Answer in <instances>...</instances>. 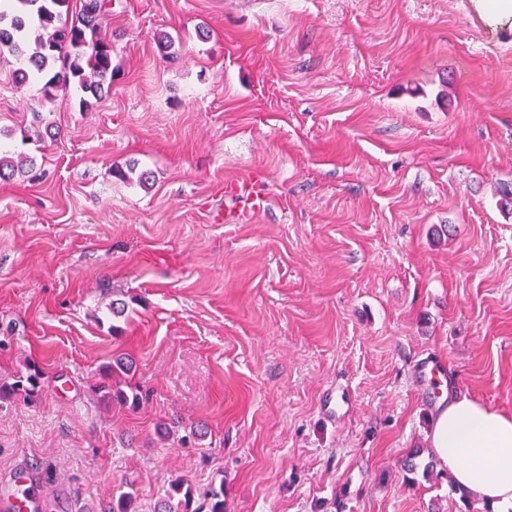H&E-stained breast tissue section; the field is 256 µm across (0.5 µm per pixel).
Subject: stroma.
I'll return each instance as SVG.
<instances>
[{"instance_id":"obj_1","label":"stroma","mask_w":512,"mask_h":512,"mask_svg":"<svg viewBox=\"0 0 512 512\" xmlns=\"http://www.w3.org/2000/svg\"><path fill=\"white\" fill-rule=\"evenodd\" d=\"M105 30L88 108L0 60V152L39 174L0 180V386L42 372L0 402V476L27 463L73 512L125 481L155 512L176 478L224 512H459L444 400L411 375L439 360L512 415V25L472 0H112ZM35 111L57 137H27ZM248 177L269 206L225 223ZM120 353L134 409L99 391Z\"/></svg>"}]
</instances>
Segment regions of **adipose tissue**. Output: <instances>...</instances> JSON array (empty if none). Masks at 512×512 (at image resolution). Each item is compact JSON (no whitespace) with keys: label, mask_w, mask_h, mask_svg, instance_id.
Here are the masks:
<instances>
[{"label":"adipose tissue","mask_w":512,"mask_h":512,"mask_svg":"<svg viewBox=\"0 0 512 512\" xmlns=\"http://www.w3.org/2000/svg\"><path fill=\"white\" fill-rule=\"evenodd\" d=\"M431 445L457 485L512 508V416L466 398L449 400L435 418Z\"/></svg>","instance_id":"1"}]
</instances>
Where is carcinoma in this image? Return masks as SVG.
I'll list each match as a JSON object with an SVG mask.
<instances>
[{"label": "carcinoma", "instance_id": "cac0c4a2", "mask_svg": "<svg viewBox=\"0 0 512 512\" xmlns=\"http://www.w3.org/2000/svg\"><path fill=\"white\" fill-rule=\"evenodd\" d=\"M110 0H0V53L26 58L30 70L14 74L19 86L30 80L44 81L43 96L51 98L59 90L75 84L94 99L103 96L112 84V41L101 33L103 19L108 16ZM31 158L15 160L0 155V179L11 178L33 169ZM133 363L118 358L106 373L111 380L102 386L104 398L127 404L140 401L138 391L128 386L127 377ZM40 372L28 374L8 389H0V400L15 392L28 395L37 392ZM134 491H123L112 499L108 512H135ZM193 492L184 480L171 481L160 512H198L192 508Z\"/></svg>", "mask_w": 512, "mask_h": 512}]
</instances>
